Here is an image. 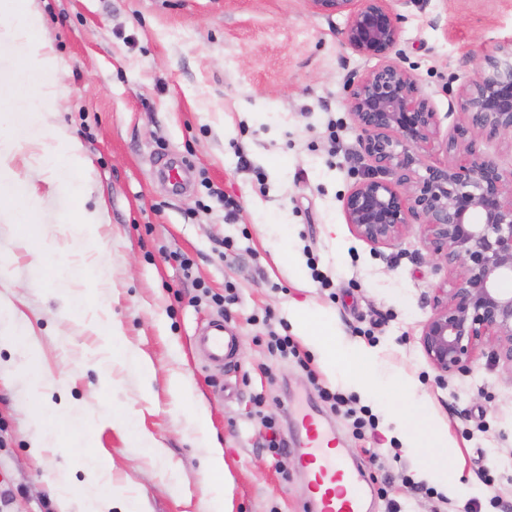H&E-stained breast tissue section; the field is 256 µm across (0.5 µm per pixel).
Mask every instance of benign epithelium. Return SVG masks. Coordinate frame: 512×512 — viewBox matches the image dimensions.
Listing matches in <instances>:
<instances>
[{
  "label": "benign epithelium",
  "mask_w": 512,
  "mask_h": 512,
  "mask_svg": "<svg viewBox=\"0 0 512 512\" xmlns=\"http://www.w3.org/2000/svg\"><path fill=\"white\" fill-rule=\"evenodd\" d=\"M309 0L314 12L347 15L343 39L380 64L349 84L358 146L370 166L343 200L346 223L373 245H390L419 222L428 255L448 269L434 289L419 343L441 383L474 361L512 377V172L475 155V137L512 140V41L476 62L477 76L457 96L461 121L441 142L436 112L400 54L399 14L391 2ZM451 159L419 173L422 153Z\"/></svg>",
  "instance_id": "benign-epithelium-1"
}]
</instances>
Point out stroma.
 Returning a JSON list of instances; mask_svg holds the SVG:
<instances>
[{"label": "stroma", "instance_id": "stroma-1", "mask_svg": "<svg viewBox=\"0 0 512 512\" xmlns=\"http://www.w3.org/2000/svg\"><path fill=\"white\" fill-rule=\"evenodd\" d=\"M36 45L57 58V97L41 108L89 159L87 208L104 198L101 224L85 231L64 218L66 191L49 187L27 153L13 167L41 198L35 238L0 222V512H89L80 489L99 462L121 491L112 512H212L205 467L212 446L233 477L232 512H305L309 478L299 464L300 415L314 411L336 434L366 489L368 512H387L376 490L390 481L403 512H512V378L478 358L440 383L418 338L434 288L448 271L418 231L373 246L351 231L343 199L368 161L359 155L347 84L375 67L344 42L346 18L315 13L309 0H37ZM399 64L436 114L440 138L460 121L457 93L475 61L512 39V0H419L398 7ZM188 162L192 182L175 195L159 171ZM238 205L226 219L219 195ZM241 247L224 258L225 239ZM192 261L183 271L172 252ZM49 254L53 267L38 265ZM233 289L220 308L212 294ZM335 322L344 344L373 351L378 375L409 377L448 430L456 494L430 483L388 422L382 403L327 373L306 344L307 368L270 354L268 330L290 327L295 308ZM223 317L238 337L223 369L206 367L194 338ZM119 324L128 349L153 367L127 368L94 327ZM34 336L28 359L12 331ZM34 364L52 386L33 390ZM183 380L173 391L172 376ZM365 406L376 437L356 439L314 384ZM263 405H255V395ZM72 419L59 430L46 403ZM206 407L197 432L191 418ZM122 411L123 424L112 421ZM288 444L263 445L259 414ZM157 445L134 443L133 433ZM44 447H35L36 439ZM499 468L486 475L481 460ZM69 489L66 509L57 492Z\"/></svg>", "mask_w": 512, "mask_h": 512}]
</instances>
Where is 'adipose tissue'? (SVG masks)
I'll return each mask as SVG.
<instances>
[{
    "label": "adipose tissue",
    "instance_id": "ef3b65f1",
    "mask_svg": "<svg viewBox=\"0 0 512 512\" xmlns=\"http://www.w3.org/2000/svg\"><path fill=\"white\" fill-rule=\"evenodd\" d=\"M292 326L316 352L326 371L342 369L347 383L364 396L371 397L378 392L379 385L371 372V352L345 347L335 327L306 308L294 309ZM389 409L390 422L405 448L412 456H425L427 477L455 486L457 474L448 466L451 448L447 426L432 414L429 400L417 394L410 380L405 378L400 381Z\"/></svg>",
    "mask_w": 512,
    "mask_h": 512
}]
</instances>
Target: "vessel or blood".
Wrapping results in <instances>:
<instances>
[{"mask_svg": "<svg viewBox=\"0 0 512 512\" xmlns=\"http://www.w3.org/2000/svg\"><path fill=\"white\" fill-rule=\"evenodd\" d=\"M237 338L229 334L223 321L210 323L195 346L207 362L220 365L233 354ZM306 441L300 460L311 476L314 498L310 512H365L366 492L356 472L331 453L335 440L313 416H306Z\"/></svg>", "mask_w": 512, "mask_h": 512, "instance_id": "b4317fda", "label": "vessel or blood"}]
</instances>
